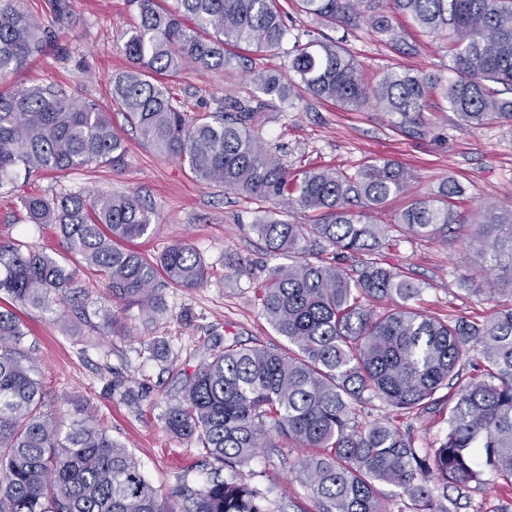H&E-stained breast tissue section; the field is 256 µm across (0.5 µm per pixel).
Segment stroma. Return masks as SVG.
Returning <instances> with one entry per match:
<instances>
[{
  "instance_id": "stroma-1",
  "label": "stroma",
  "mask_w": 512,
  "mask_h": 512,
  "mask_svg": "<svg viewBox=\"0 0 512 512\" xmlns=\"http://www.w3.org/2000/svg\"><path fill=\"white\" fill-rule=\"evenodd\" d=\"M20 0L43 29L58 38L28 65L0 78V89L53 86L68 95L109 102V78L124 71L125 34L137 19L129 0ZM293 24L279 54L252 53L256 71L287 73L295 33L317 30L295 0H280ZM395 26L407 42L419 44L416 55H401L366 28L337 29V48L353 54L363 68L378 74L399 66L448 79L446 35H426L408 18ZM174 105L195 116L216 111L225 94L249 97L257 92L251 74L231 75L187 69L168 79ZM423 134L416 135L401 117L369 105L358 111L311 97L275 103L260 113L255 130L293 170L332 168L357 172L370 159L391 160L414 176L410 192L432 197L447 181L464 189L460 210L486 201L512 205V125L492 122L465 125L456 113L424 112ZM127 146L124 166L92 164L31 179L18 177L0 188V243L24 241L79 269L81 300L91 320L61 316L59 311L16 306L29 331L28 340L44 379L46 404L62 425H69L73 401L84 399L112 438L137 458L146 479L166 497L181 483L202 486L208 476L197 464L194 442L171 437L162 414L180 396L187 373L202 362L207 347L267 345L287 347L263 314L256 288L268 270L287 263V256L267 250L252 229L273 211L270 201L247 198L214 184L199 182L180 160L143 142L122 113L112 115ZM96 190L138 195L153 212L149 235L131 249L154 260L171 244H191L208 267L207 281L197 288L163 290L164 313L148 320L137 311L122 312L114 326H102L95 312L112 307L105 284L81 268L53 227L31 223L20 200L35 192ZM383 262L421 286L416 303L429 315L484 320L496 308L512 304V295L487 298L483 278L472 277L476 255L463 233L449 230L447 239H399L382 249ZM298 448L284 442L264 443L238 474L262 493L269 512H317L318 506L296 476ZM458 512H512V487L485 476L461 499Z\"/></svg>"
}]
</instances>
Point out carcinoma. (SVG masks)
<instances>
[{
	"mask_svg": "<svg viewBox=\"0 0 512 512\" xmlns=\"http://www.w3.org/2000/svg\"><path fill=\"white\" fill-rule=\"evenodd\" d=\"M130 2L138 15L124 44L130 67L109 79L111 101L129 125L187 163L201 182L271 200L285 213H316L313 224H293L277 212L253 224L267 249L298 255L272 268L259 292L288 348H213L186 379L182 396L167 405L164 428L195 442L211 472L202 487L184 482L164 499L87 404H74L76 418L60 436L56 417L45 410L28 331L0 306V512H266L255 487L221 472L237 471L272 435L308 449L297 477L318 512H387L378 483L401 488L411 512H455L486 473L512 485V305L480 324L416 309L420 288L374 257L385 237L373 214L408 191L411 174L377 160L353 175L323 168L295 174L254 131L269 103L304 94L348 111L373 102L416 135L437 98L471 127L512 124V0H296L322 26L363 25L394 45L397 16L427 34L446 32L453 77L445 83L402 68L369 80L353 55L307 31V41L296 38L289 51L295 78L257 72L260 94L226 95L224 110L193 120L173 106L156 77L191 66L246 68L232 47L281 49L288 24L279 0H177L173 10L158 0ZM45 42L32 14L16 0H0L1 76L40 54ZM125 155L112 109L52 87L0 90V188L21 174L119 167ZM462 196L450 182L435 197L412 200L394 227L404 236L434 238L453 224L471 226L482 262L500 266L508 256L507 276L486 279L492 298L512 286V205L481 204L471 221L454 208ZM22 206L34 223L59 231L122 310L151 319L163 308L165 285L195 288L207 278L186 243L172 244L155 262L119 245L147 235L152 224V212L135 196L32 193ZM329 248L328 261L322 253ZM349 260L355 265L348 270L342 262ZM81 293L76 272L54 256L23 242L0 245V295L50 309ZM370 298L389 306L368 308L362 300ZM470 342L481 346L484 379L448 394V428L437 447L422 454L394 423L358 420L354 404L366 394L399 415L426 413L458 373Z\"/></svg>",
	"mask_w": 512,
	"mask_h": 512,
	"instance_id": "cac0c4a2",
	"label": "carcinoma"
}]
</instances>
